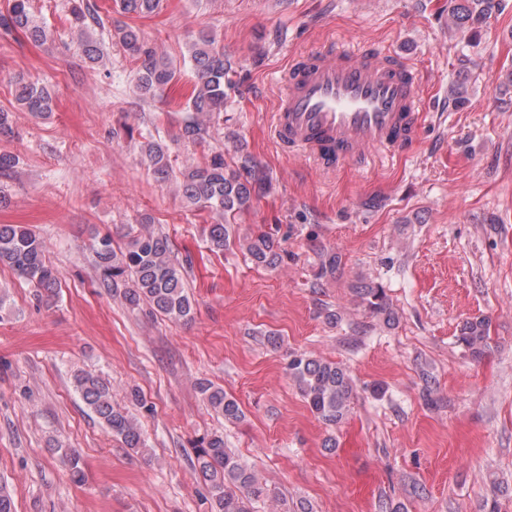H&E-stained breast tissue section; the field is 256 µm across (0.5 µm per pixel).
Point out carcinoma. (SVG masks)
Segmentation results:
<instances>
[{
  "mask_svg": "<svg viewBox=\"0 0 512 512\" xmlns=\"http://www.w3.org/2000/svg\"><path fill=\"white\" fill-rule=\"evenodd\" d=\"M159 5L160 0H120L121 9L128 14H149ZM500 5L501 0H461L448 11V30L456 32L480 25ZM71 14L80 27L99 23L98 10L89 0H74ZM0 31L6 34L22 31L35 43H44L52 37L51 30L34 19L30 0H12L8 11L0 13ZM116 35L125 50L139 61L136 86L142 97L153 98L177 80L180 72L177 65L149 46L137 28L122 26L116 29ZM188 58L198 83L187 102L188 116L180 138L201 143L209 136L211 118L224 111L225 88L232 84L235 70L224 49L204 33L190 44ZM14 100L21 109L35 114L52 109L49 93L32 83L16 82ZM141 152L156 180L170 178V157L158 141H146ZM267 186V175L250 154L240 152L229 163L217 153L204 164L183 173L179 191L186 204L209 208L224 217V223L209 225L206 236L208 251L217 255L224 253L229 241L227 225L235 221L236 215L250 210ZM150 223L151 218L144 217L131 228V240L123 250L114 248L109 235L94 241L92 252L99 273L98 287L120 291L132 309L146 305L152 314L187 322L193 311L186 284L188 263L172 256L167 238L151 230ZM243 248L247 259L258 267L272 269L283 261V250L270 232L251 235L244 240ZM0 265L11 268L39 292L51 293L58 285L56 271L46 259L43 241L23 225L0 224ZM354 294L361 305L383 318L386 325L395 324L396 314L381 285L363 283L354 289ZM488 332V319L468 320L460 328L457 343L480 357L488 347ZM288 374L322 422L335 425L349 412L354 385L342 366L295 354L288 362ZM73 383L85 404L125 447L138 451L145 448L137 420L112 402V390L105 379L91 371H80L74 374ZM197 389L225 421L238 422L244 417L237 400L227 396L223 388L201 379ZM194 452L195 470L206 487L209 512H253L254 503L275 496L254 471L225 448L224 434L212 432L200 437ZM63 460L71 476L82 480L81 458L76 450L65 449Z\"/></svg>",
  "mask_w": 512,
  "mask_h": 512,
  "instance_id": "cac0c4a2",
  "label": "carcinoma"
}]
</instances>
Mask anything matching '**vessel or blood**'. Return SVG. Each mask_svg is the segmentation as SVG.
<instances>
[{
    "instance_id": "obj_1",
    "label": "vessel or blood",
    "mask_w": 512,
    "mask_h": 512,
    "mask_svg": "<svg viewBox=\"0 0 512 512\" xmlns=\"http://www.w3.org/2000/svg\"><path fill=\"white\" fill-rule=\"evenodd\" d=\"M420 79L396 51L319 50L289 68L274 136L326 171L366 163L373 152L403 153L419 131Z\"/></svg>"
}]
</instances>
